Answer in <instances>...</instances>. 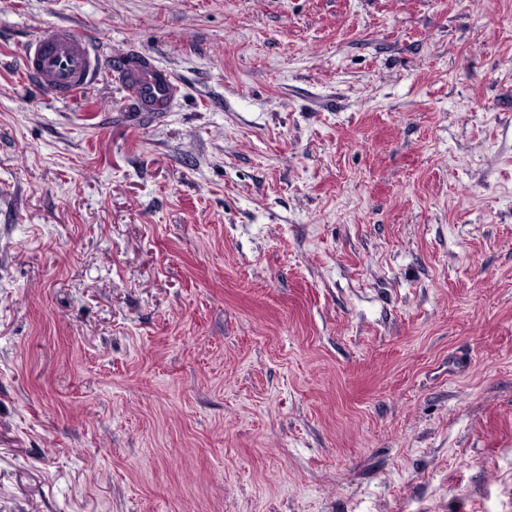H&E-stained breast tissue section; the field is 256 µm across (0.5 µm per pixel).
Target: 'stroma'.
Returning <instances> with one entry per match:
<instances>
[{"mask_svg":"<svg viewBox=\"0 0 512 512\" xmlns=\"http://www.w3.org/2000/svg\"><path fill=\"white\" fill-rule=\"evenodd\" d=\"M0 512H512V0H0ZM23 70L55 100L72 101L104 77L118 76L132 92L142 112L162 109L171 99L176 76L141 53L111 54L105 67L91 42L72 27H44L21 47Z\"/></svg>","mask_w":512,"mask_h":512,"instance_id":"stroma-1","label":"stroma"}]
</instances>
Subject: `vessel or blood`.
Here are the masks:
<instances>
[{
  "mask_svg": "<svg viewBox=\"0 0 512 512\" xmlns=\"http://www.w3.org/2000/svg\"><path fill=\"white\" fill-rule=\"evenodd\" d=\"M23 70L55 100L72 101L103 79L126 83L143 112L162 109L171 99L176 76L153 58L122 52L101 59L91 42L72 27L54 24L21 48Z\"/></svg>",
  "mask_w": 512,
  "mask_h": 512,
  "instance_id": "obj_1",
  "label": "vessel or blood"
}]
</instances>
